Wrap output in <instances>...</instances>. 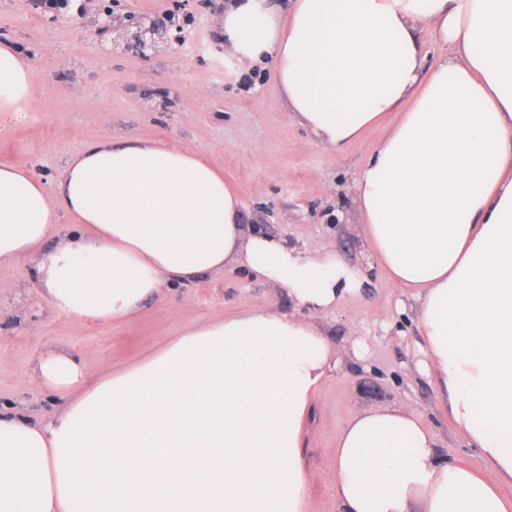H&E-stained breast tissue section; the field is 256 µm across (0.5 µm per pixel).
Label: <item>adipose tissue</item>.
Wrapping results in <instances>:
<instances>
[{"label":"adipose tissue","instance_id":"adipose-tissue-1","mask_svg":"<svg viewBox=\"0 0 512 512\" xmlns=\"http://www.w3.org/2000/svg\"><path fill=\"white\" fill-rule=\"evenodd\" d=\"M223 28L226 55L272 64L318 145L398 113L355 182L359 218L391 283L414 289L439 408L485 464L443 461L413 410L357 413L334 455L339 512H512L498 492L512 483V0H295L287 20L230 0ZM32 92L28 59L0 45V112ZM21 260L81 321L125 320L231 265L308 315L192 324L119 371L42 355L60 404L0 410V512H310L302 425L335 363L317 316L360 289L359 267L248 233L201 153L145 139L78 149L51 188L1 166L0 264Z\"/></svg>","mask_w":512,"mask_h":512}]
</instances>
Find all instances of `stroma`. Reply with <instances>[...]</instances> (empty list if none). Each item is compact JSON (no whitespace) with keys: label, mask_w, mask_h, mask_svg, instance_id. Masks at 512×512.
I'll use <instances>...</instances> for the list:
<instances>
[{"label":"stroma","mask_w":512,"mask_h":512,"mask_svg":"<svg viewBox=\"0 0 512 512\" xmlns=\"http://www.w3.org/2000/svg\"><path fill=\"white\" fill-rule=\"evenodd\" d=\"M227 0H79L59 10L34 0H0V43L32 63L34 93L20 115L0 114V165L46 184L83 145L152 139L202 152L243 203L248 226L301 249L336 251L364 273V284L319 321L339 352L318 387L302 433L310 512H336L333 456L346 422L378 406L417 412L440 456L475 470L483 461L437 406L409 289L395 286L371 257L352 200L360 170L388 135L383 121L338 149L318 146L288 110L271 68L224 62L220 22ZM160 20L183 43L149 56L112 50L136 21ZM0 405L51 415L59 400L34 372L48 350L84 353L91 371L120 370L173 339L187 325L256 310L296 306L251 271L225 267L196 283L164 287L118 323L60 314L31 285L30 265H0Z\"/></svg>","instance_id":"obj_1"}]
</instances>
